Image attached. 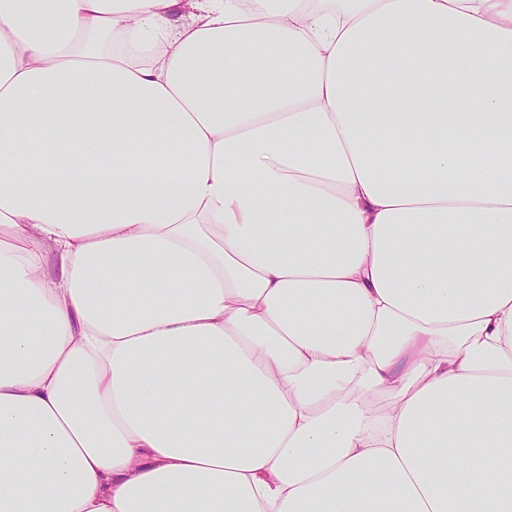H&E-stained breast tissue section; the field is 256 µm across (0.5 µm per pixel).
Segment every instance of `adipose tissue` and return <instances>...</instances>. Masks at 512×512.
Returning <instances> with one entry per match:
<instances>
[{
  "mask_svg": "<svg viewBox=\"0 0 512 512\" xmlns=\"http://www.w3.org/2000/svg\"><path fill=\"white\" fill-rule=\"evenodd\" d=\"M0 512H512V0H0Z\"/></svg>",
  "mask_w": 512,
  "mask_h": 512,
  "instance_id": "1",
  "label": "adipose tissue"
}]
</instances>
